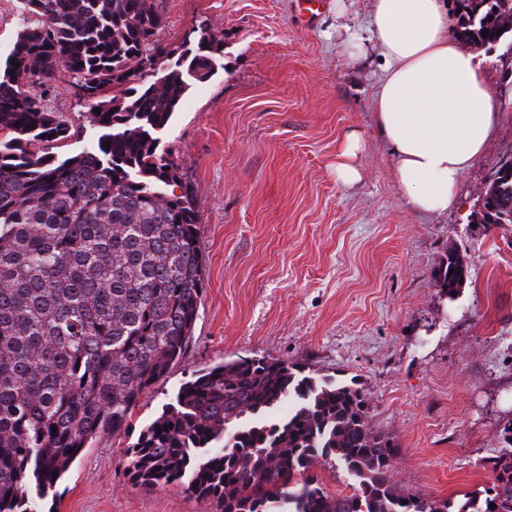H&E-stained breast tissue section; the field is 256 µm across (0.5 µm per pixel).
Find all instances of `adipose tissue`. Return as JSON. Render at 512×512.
<instances>
[{
	"label": "adipose tissue",
	"instance_id": "1",
	"mask_svg": "<svg viewBox=\"0 0 512 512\" xmlns=\"http://www.w3.org/2000/svg\"><path fill=\"white\" fill-rule=\"evenodd\" d=\"M366 32L386 61L375 120L405 203L443 213L493 137L488 72L452 36L446 0H372Z\"/></svg>",
	"mask_w": 512,
	"mask_h": 512
}]
</instances>
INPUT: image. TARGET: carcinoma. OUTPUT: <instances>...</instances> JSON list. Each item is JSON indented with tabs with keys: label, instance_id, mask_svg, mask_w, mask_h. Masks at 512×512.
Returning a JSON list of instances; mask_svg holds the SVG:
<instances>
[{
	"label": "carcinoma",
	"instance_id": "1",
	"mask_svg": "<svg viewBox=\"0 0 512 512\" xmlns=\"http://www.w3.org/2000/svg\"><path fill=\"white\" fill-rule=\"evenodd\" d=\"M454 3L462 42L512 38V0ZM21 21L0 70V512L56 499L82 450L128 426L188 348L204 288L198 200L159 134L224 48L206 25L181 52L160 42L161 0H21ZM160 61V79L131 85ZM65 72L97 138L58 160L46 149L73 133L44 95ZM492 188L478 223L512 224V157ZM466 278L449 249L435 285L450 297ZM126 454L131 485H176L219 512H512V451L489 461L483 500L406 494L399 448L369 426L363 391L285 360L196 371ZM327 466L353 493L325 489L314 471Z\"/></svg>",
	"mask_w": 512,
	"mask_h": 512
}]
</instances>
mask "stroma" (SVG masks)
Wrapping results in <instances>:
<instances>
[{"label":"stroma","instance_id":"stroma-1","mask_svg":"<svg viewBox=\"0 0 512 512\" xmlns=\"http://www.w3.org/2000/svg\"><path fill=\"white\" fill-rule=\"evenodd\" d=\"M162 43L199 26L224 35L221 68L193 84L161 146L180 157L198 198L205 288L184 357L95 441L59 484L57 512H217L180 487H134L126 450L193 371L263 356L316 376L356 381L368 422L400 453L394 481L408 493L463 498L491 487L486 459L512 450V229L476 221L486 176L512 156V47L488 59L494 137L443 214L411 211L374 98L376 43L355 49L371 0H328L306 21L294 0H163ZM75 132L62 159L95 136L71 83L45 96ZM357 136L360 178H336V156ZM468 277L455 298L432 278L448 248Z\"/></svg>","mask_w":512,"mask_h":512}]
</instances>
